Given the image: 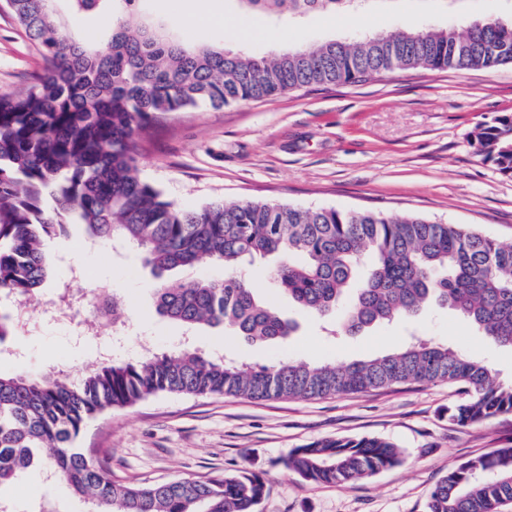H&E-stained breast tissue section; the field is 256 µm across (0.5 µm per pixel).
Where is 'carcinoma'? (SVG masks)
Wrapping results in <instances>:
<instances>
[{
    "mask_svg": "<svg viewBox=\"0 0 512 512\" xmlns=\"http://www.w3.org/2000/svg\"><path fill=\"white\" fill-rule=\"evenodd\" d=\"M5 2L47 68L26 92L0 93V299L37 296L54 276L48 242L66 235L75 218L89 241L135 248L160 275L201 262L224 266L223 279L153 285L157 313L192 330L222 327L264 344L292 335L297 323L242 273L253 259L273 257V279L304 314L321 318L345 304L346 334L437 305L512 346V241L412 213L227 200L185 208L142 181L135 150L154 118L202 103L221 108L409 68L512 63V19L256 55L184 41L150 16L133 20L137 0ZM237 2L246 15L277 22L334 15L338 6L357 15L371 0ZM72 15L98 20L103 42L83 39ZM473 137L483 160L512 176V114L478 126ZM439 382L460 386L463 398L448 409L460 426L512 413V384L498 382L483 362L422 339L340 365L284 359L249 368L190 346L92 362L75 382L0 376V486L18 481L38 453L46 474L89 512H256L265 492L257 473L126 485L76 443L90 420L159 393L311 400ZM401 461L399 448L381 438H327L293 450L283 466L315 484L347 486ZM511 503L512 446L448 469L426 512H499Z\"/></svg>",
    "mask_w": 512,
    "mask_h": 512,
    "instance_id": "carcinoma-1",
    "label": "carcinoma"
}]
</instances>
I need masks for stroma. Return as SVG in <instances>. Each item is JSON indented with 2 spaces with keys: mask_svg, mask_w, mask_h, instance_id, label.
Masks as SVG:
<instances>
[{
  "mask_svg": "<svg viewBox=\"0 0 512 512\" xmlns=\"http://www.w3.org/2000/svg\"><path fill=\"white\" fill-rule=\"evenodd\" d=\"M220 9V27L192 26V14ZM142 14L162 17L173 32L245 53L268 54L331 38L387 35L427 25L465 27L475 18L512 17V0H381L371 12L347 17L311 15L273 25L241 23L235 0H142ZM34 44L7 10L0 9V93H20L41 72ZM512 114V64L492 69H408L354 85L311 86L260 101L208 105L159 117L138 146L141 178L164 198L197 208L217 200H247L340 210L411 212L432 221L470 224L512 240V177L478 152L473 133ZM84 227H68V249L49 243L56 277L38 290L52 300L60 282L71 294L107 291L125 303L130 329L114 336L100 327L115 358L139 356V339L155 352L193 340L251 367L287 357L346 363L391 352L409 333L448 344L490 364L512 382V347L479 335L455 313L434 307L409 325L378 326L353 335L327 336L321 321L298 314V332L280 345L251 344L223 330L193 331L161 317L155 281L138 253L112 246L84 247ZM84 315L62 324L43 319L31 332L0 343V375L52 373L79 379L91 360L80 330ZM457 386L404 385L317 400H252L161 393L91 420L77 445L94 449L127 484L218 472L250 471L267 481L258 512H425L432 487L452 465L512 445V416L466 427L448 417ZM380 437L403 452L401 465L351 486L318 485L288 472L283 461L296 448L325 438ZM53 512H88L87 503L39 468L0 487L13 512H31L34 499Z\"/></svg>",
  "mask_w": 512,
  "mask_h": 512,
  "instance_id": "1",
  "label": "stroma"
}]
</instances>
